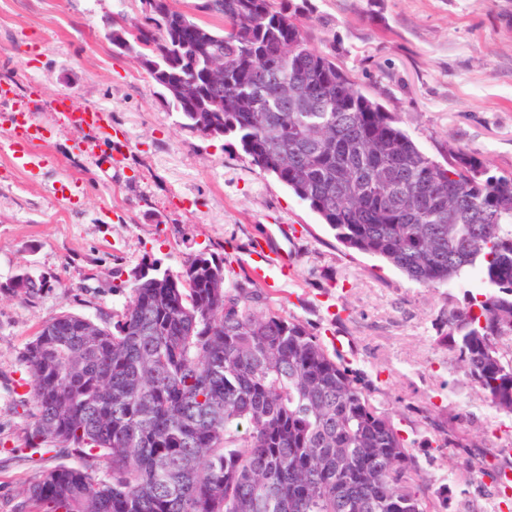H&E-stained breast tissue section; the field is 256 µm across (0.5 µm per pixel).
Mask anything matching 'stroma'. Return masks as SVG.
<instances>
[{
  "mask_svg": "<svg viewBox=\"0 0 512 512\" xmlns=\"http://www.w3.org/2000/svg\"><path fill=\"white\" fill-rule=\"evenodd\" d=\"M139 12V0H0V85L31 97L37 122L53 132L25 168L0 124V512H12L36 477L23 354L45 322L73 313L111 323L136 268L175 272L198 252L227 258V280H239L248 241L278 224L295 238L291 274L269 288L271 302L317 329L329 307L340 308L345 356L413 442L425 493L449 496L448 512H499L492 478H472L466 461L512 465L503 451L512 416L472 387L436 333L461 287L424 288L346 249L308 204L241 159L232 139L183 127L108 37L109 19ZM301 24L424 152L439 158L452 143L512 173V0H308ZM64 95L111 115L90 147L55 112ZM118 150L119 167H97ZM21 275L33 292L17 290ZM444 429L470 449L436 447Z\"/></svg>",
  "mask_w": 512,
  "mask_h": 512,
  "instance_id": "1",
  "label": "stroma"
}]
</instances>
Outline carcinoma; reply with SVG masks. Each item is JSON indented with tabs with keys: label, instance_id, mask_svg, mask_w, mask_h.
<instances>
[{
	"label": "carcinoma",
	"instance_id": "carcinoma-1",
	"mask_svg": "<svg viewBox=\"0 0 512 512\" xmlns=\"http://www.w3.org/2000/svg\"><path fill=\"white\" fill-rule=\"evenodd\" d=\"M112 22L185 126H213L307 203L336 240L448 297L437 326L470 384L512 415V175L453 144L428 155L336 59L297 0H199L220 29L159 0ZM223 70L215 83L211 68ZM291 81L298 102L282 96ZM224 259L132 273L112 325L58 315L24 352L31 445L80 465L38 472L37 512H443L371 383ZM466 448L442 431L440 448ZM491 477L512 509V482Z\"/></svg>",
	"mask_w": 512,
	"mask_h": 512
}]
</instances>
